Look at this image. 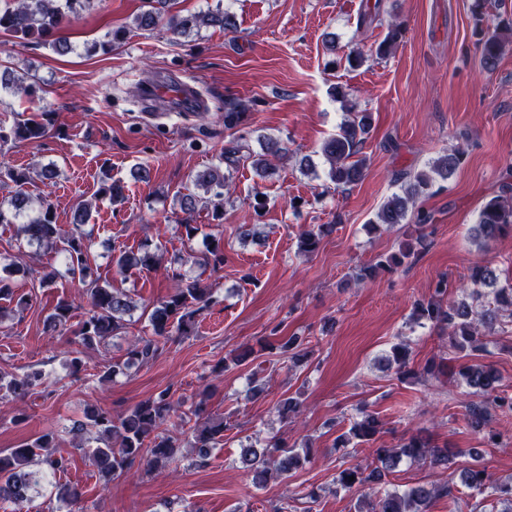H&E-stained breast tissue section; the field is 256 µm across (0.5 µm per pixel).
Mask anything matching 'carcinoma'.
<instances>
[{"label": "carcinoma", "mask_w": 512, "mask_h": 512, "mask_svg": "<svg viewBox=\"0 0 512 512\" xmlns=\"http://www.w3.org/2000/svg\"><path fill=\"white\" fill-rule=\"evenodd\" d=\"M90 3L91 0H11V5L0 9V32L21 40L38 36L50 42L58 53L67 54L73 51V46L62 35V31L77 21ZM172 6L173 0H144V10L134 18L135 27L150 31L164 22L171 34L183 36L203 28L219 27L231 31L236 26L235 16L227 10L218 8L180 15L172 12ZM503 25L512 27V20L502 19L488 25L483 31L481 64L486 69L495 68L502 54ZM124 35L123 30L113 31L105 39L87 46V52L107 53L124 39ZM400 36L401 26L390 24L385 37L375 48L376 57L386 56ZM242 122L243 113L238 111L237 104L224 103V127L236 128ZM53 125V113L42 112L15 123L7 133L1 130L0 141L12 138L19 142L39 143ZM371 125V115L359 112L342 123L336 134L325 140L321 152L329 163L327 176L331 183L338 187H348L365 177L368 163L362 153V146L370 134ZM250 140L251 132H243L224 151V163L210 166L193 176V187L203 190V195L208 196L205 204L211 206V219L220 224L224 220V188L229 186L231 178V174L224 173V170L231 171L248 162L265 178L273 174L274 166L269 158L287 155V149L281 146L277 138L257 136L261 145L259 153L253 150ZM463 156L461 150L441 155L431 163L429 170L421 171L404 181L399 191L392 194L378 210L371 221V228L377 229L383 225L392 228L405 223L417 199L434 194L437 180L445 181L452 176L461 165ZM99 193L118 201L123 197L124 185L106 172L100 181ZM200 201L202 195L193 191L181 196V211L185 214L181 226L189 244L195 238L194 232L199 230L198 225L193 223V217ZM29 209L30 201L25 193L20 190L15 192L9 199L0 202V224L17 223L19 232L29 244L65 254L69 272L84 284L88 296L89 308L80 322L76 338L80 346L95 349L124 328L125 316L131 313L133 305L127 294L112 288L110 284L102 285L99 279L89 275L91 232L85 230L84 226L90 218L91 204L78 206L74 211L72 227L67 232L57 224L51 200L41 198L33 216L28 214ZM333 229L332 224H318L303 230L299 236V252H315L322 238ZM508 233H512V196L501 194L482 205L477 222L472 227V239H493ZM426 247L427 239L424 236L409 240L398 251L360 267L356 279L365 281L375 277L381 270H397L413 262ZM113 261L120 272L164 264L163 255L157 252L133 250L119 251ZM199 263L214 269L223 267L224 246L221 241H213L200 256ZM20 273L29 274L31 270L14 262L0 266V299L14 302L16 307L24 309L29 305L30 298L16 294L12 287L14 276ZM172 279L175 281L173 292L147 314L148 332L130 343L126 361L102 360L98 370L100 380L113 381L132 366L143 367L155 362L170 336L175 333L183 337L194 334L198 319L213 304L212 293L202 287L199 280L188 278L175 269L172 270ZM468 281L472 286L468 299L452 300L448 298L447 278L439 277L429 297L415 301L412 314L416 322H429L443 330L448 336V349L468 347L479 353L486 351L483 338L503 328L502 318H512V286L499 285L496 269L489 262L474 265ZM73 310L67 298H58L45 318L47 326L53 330L65 327L73 316ZM266 348L287 362L290 370L306 365L313 354L308 337L297 333L279 336L267 343ZM250 356L248 351L230 354L224 358V363L214 366V371L220 373L239 367ZM383 361L388 367L395 368V375L401 381L427 383L441 372V364L434 358L422 365L414 364L409 343L404 341L393 345ZM459 376L468 388V394L478 397L476 401H462V421L471 430L483 434L490 444H496V435L488 430L490 407L511 413L512 396L500 390V375L489 362L465 364L460 367ZM45 381L46 375L39 369L21 375L1 373L0 399L24 397L43 387ZM299 406L298 396L285 395L277 401L275 409L280 418L287 419L298 412ZM193 415L199 419V423L191 428L190 439L186 442L158 433L164 422L177 416L173 394L166 388L136 404L117 421L109 411L101 407L91 408L85 412L84 419L73 421L70 432L75 437H81L88 430L94 429L99 436L105 438L102 445L86 449V455L103 475L110 478L125 473L138 459L146 460L150 466H164L175 460L179 448L184 445L194 449L193 464L204 467L208 465L213 448L223 440L224 431L228 427L224 420L207 414L201 403L195 407ZM384 432L385 422L376 413L363 409L353 418L348 432L336 437L335 448L338 451L347 448L354 439L360 443L374 442ZM55 447V434L47 432L22 443L6 455L0 454V501L27 502L46 473L66 470L68 461L55 456ZM405 459L442 470L455 465L454 454L448 446H439L420 435H411L392 448L374 449L372 461L364 466L342 469L336 477V483L348 491H357L367 485H382L387 482L393 469ZM305 461L306 457L296 451L295 447L279 439L269 440L262 446L252 443L245 445L238 458L240 467L251 475L257 488L264 487L274 475H286L301 467ZM459 480L478 495L489 492L497 496L500 502L507 505L504 512H512V483H494L486 469L476 464L461 469ZM452 492L453 488L448 483H418L401 493L385 492L369 502L366 512H426L434 499L448 497Z\"/></svg>", "instance_id": "obj_1"}]
</instances>
